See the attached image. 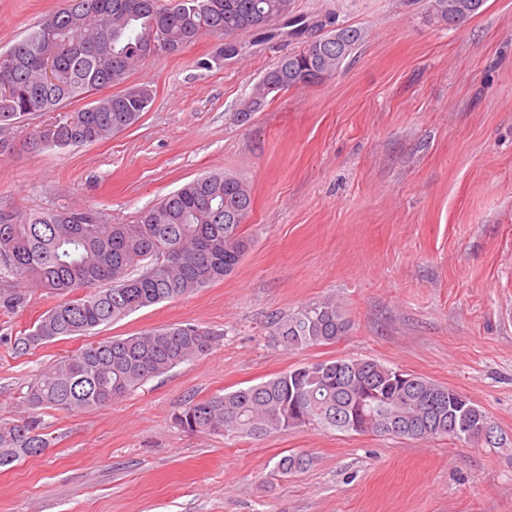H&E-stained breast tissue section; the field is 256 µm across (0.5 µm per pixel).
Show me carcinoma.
<instances>
[{"label":"carcinoma","mask_w":512,"mask_h":512,"mask_svg":"<svg viewBox=\"0 0 512 512\" xmlns=\"http://www.w3.org/2000/svg\"><path fill=\"white\" fill-rule=\"evenodd\" d=\"M335 24L328 14L311 20L294 11L293 0H62L6 51L0 52V155L13 149L16 124L33 112H56L97 95L94 111L78 110L65 121L36 131L29 144L65 148L108 139L136 125L147 111L127 79L150 56L152 37L177 54L208 34L226 40L242 32L272 36L281 29L303 39L254 86L239 114L262 109L270 95L305 85L289 58L309 56L326 79L361 40L344 28V53L317 48L314 29ZM115 94L102 91L115 86ZM252 211L248 182L227 173L196 178L142 211L133 224H110L86 208L13 211L0 221V307L24 304L16 284H34L58 294L82 292L42 316L13 342L26 354L138 309L175 300L224 279L237 267L252 238L242 231ZM271 336L289 349L336 343L350 328L345 311L325 299L271 317ZM217 333L194 324L151 329L137 336L91 342L55 360L30 381L25 401L31 413L0 422V468L48 448L39 410L83 412L105 407L178 365L205 356ZM399 386L395 369L374 359L337 358L308 363L267 381L207 399L190 400L175 414L182 430L240 434L255 439L288 428L317 425L342 431L393 435L411 440L446 438L479 443L490 421L480 406L469 407L468 428L448 431V409L439 427L421 421L437 400L462 394L423 376L408 374ZM305 453L280 458L282 474L309 469Z\"/></svg>","instance_id":"1"}]
</instances>
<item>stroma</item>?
<instances>
[{"mask_svg":"<svg viewBox=\"0 0 512 512\" xmlns=\"http://www.w3.org/2000/svg\"><path fill=\"white\" fill-rule=\"evenodd\" d=\"M60 0H0V49ZM360 29L335 75L238 111L264 73L298 50L281 38L214 59L209 35L150 56L129 81L154 100L138 125L82 147L34 149L28 115L0 157V210L92 208L133 223L198 176L248 180L254 243L236 271L25 355L15 337L66 297L28 287L0 308V419L25 412L28 382L87 344L173 324L218 332L204 357L112 404L41 413L50 446L0 468V512H512V0L448 28L425 0H294ZM328 297L351 322L336 343L289 350L272 314ZM374 359L479 405L495 442L413 441L319 427L261 440L188 433L191 399L311 362ZM304 452L307 471L277 475Z\"/></svg>","mask_w":512,"mask_h":512,"instance_id":"35a3bbf8","label":"stroma"}]
</instances>
